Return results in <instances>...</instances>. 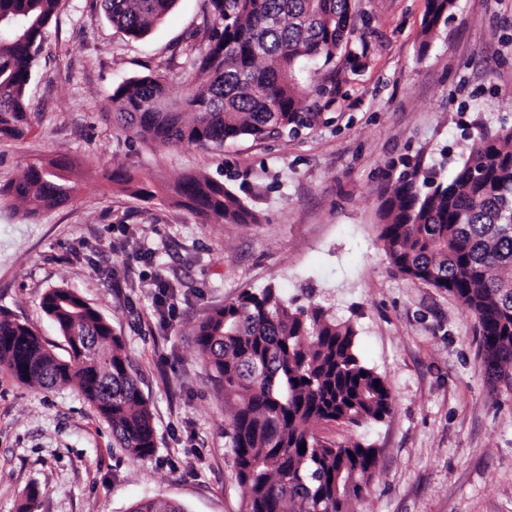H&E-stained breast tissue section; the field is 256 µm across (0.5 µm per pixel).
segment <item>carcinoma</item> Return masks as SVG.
Instances as JSON below:
<instances>
[{"instance_id": "carcinoma-1", "label": "carcinoma", "mask_w": 512, "mask_h": 512, "mask_svg": "<svg viewBox=\"0 0 512 512\" xmlns=\"http://www.w3.org/2000/svg\"><path fill=\"white\" fill-rule=\"evenodd\" d=\"M60 0H0V140L29 126L27 89ZM208 43L187 58L195 73L180 98L158 70L117 86L112 122L128 137L167 147H221L227 140L281 137L314 125L301 66L354 55L352 0H204ZM176 0H102L126 35L140 38ZM455 0H428L423 35L446 22ZM50 161L27 166L0 185V199L35 218L68 202L75 181ZM110 179L146 201L158 196L148 177ZM175 197L207 219L256 224L254 207L223 181L186 174ZM380 240L401 275L445 290L476 317L493 384L512 388V128L483 134L451 178L415 166L388 185L380 204ZM45 313L68 345L48 349L29 326L0 316V367L23 384L77 383L111 427L118 447L145 459L155 451L152 415L121 338L70 288L49 289ZM357 330L319 303L296 306L268 286L244 291L213 310L196 331L198 352L233 408L228 444L247 512H347L376 469L369 444L320 439L322 423L359 427L390 416L385 381L361 359ZM306 447L300 452V447ZM130 512H186L147 499Z\"/></svg>"}]
</instances>
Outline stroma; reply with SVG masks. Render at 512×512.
Returning a JSON list of instances; mask_svg holds the SVG:
<instances>
[{"label":"stroma","instance_id":"stroma-1","mask_svg":"<svg viewBox=\"0 0 512 512\" xmlns=\"http://www.w3.org/2000/svg\"><path fill=\"white\" fill-rule=\"evenodd\" d=\"M366 56L306 67L321 118L288 137L219 149L129 141L111 119L113 90L158 67L182 97L187 54L205 49L203 0H177L143 39L125 36L100 0H61L27 89L31 124L0 141V184L27 164L67 159L79 186L25 220L0 201V314L29 325L58 356L67 344L43 311L68 286L125 344L148 401L155 452L140 460L77 385L51 389L0 370V512H129L144 498L186 512H245L226 430L231 407L198 354L195 330L243 291L275 285L351 321L363 361L384 378L393 411L359 427L321 424L332 442L378 451L375 476L349 512H512V389L493 387L478 322L447 291L395 272L379 239L382 190L399 160L456 164L482 129L512 127V0H456L429 47L426 0H353ZM150 176L145 201L104 179ZM235 170L260 221L225 224L177 205L183 174Z\"/></svg>","mask_w":512,"mask_h":512}]
</instances>
